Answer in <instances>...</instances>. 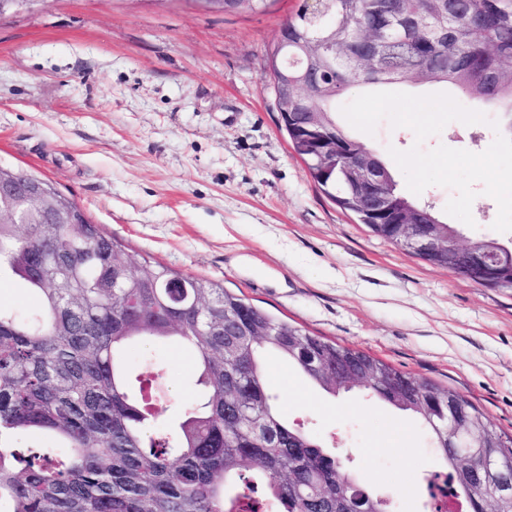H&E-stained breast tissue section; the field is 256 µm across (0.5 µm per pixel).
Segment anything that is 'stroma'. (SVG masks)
<instances>
[{
	"mask_svg": "<svg viewBox=\"0 0 512 512\" xmlns=\"http://www.w3.org/2000/svg\"><path fill=\"white\" fill-rule=\"evenodd\" d=\"M300 0L256 14L212 13L190 0H38L0 15V164L49 180L126 250L242 296L310 335L448 387L512 435V290L456 277L374 235L311 179L279 125L266 74L281 22ZM487 123L454 121L422 145L475 153ZM405 178L389 148L412 130L380 121L357 133ZM467 226L445 214L452 189L419 196L460 243L487 236L496 201L474 184ZM131 364L159 365L163 429L201 395L195 354L143 342ZM267 369L289 425L351 460L394 512H424L417 477L438 459L411 417L363 389L333 396L287 360Z\"/></svg>",
	"mask_w": 512,
	"mask_h": 512,
	"instance_id": "1",
	"label": "stroma"
}]
</instances>
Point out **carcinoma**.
<instances>
[{
	"label": "carcinoma",
	"mask_w": 512,
	"mask_h": 512,
	"mask_svg": "<svg viewBox=\"0 0 512 512\" xmlns=\"http://www.w3.org/2000/svg\"><path fill=\"white\" fill-rule=\"evenodd\" d=\"M461 8L442 16L434 0H324L314 14L301 7L283 26L288 43L274 47L283 57L294 89L288 107L313 108L335 124L336 138L355 150L364 145L336 125L335 101L351 89L403 83L412 75H431L429 84L452 86L478 106L498 107L512 116V0H494L491 23L477 34L473 15L487 0H457ZM389 25L388 43L376 68L347 56L304 54L316 38L341 47L358 40L373 20ZM348 159L336 157V172L323 181V193L342 210L356 213L347 181ZM397 209L415 208L432 224L440 218L430 205H420L389 186ZM84 224L36 223L35 210L16 224H0V275L17 279L35 295L37 305L26 314L0 306V512H237L242 499L261 486L268 494V512H353L358 498L369 512H391L386 499L360 485L346 462L328 453L312 435L281 421L261 361L273 350L336 396L353 385L339 376L331 383L312 374L282 343V336L300 341L336 358L379 365L387 375L415 392L396 395L379 381L361 387L374 398L419 419L433 434L447 471L434 472L433 484L445 478L462 494L465 512H481L496 493L479 479H462L463 464L448 453V440L438 431L445 399L460 398L464 413L483 420V413L455 391L400 371L358 349L311 336L206 279L152 265L138 253L129 255L144 268L112 287V254L118 243L99 224L81 214ZM51 245L55 261L46 264L47 280L31 266L40 245ZM172 279L187 288H167ZM247 313L281 331L279 336H248L233 357L247 362L242 385L251 392L250 415L262 422L258 435L248 436L225 421L224 404L236 395L226 385L224 314ZM150 337L177 338L194 350L205 395L184 404L177 425L159 440L146 430L155 407L144 396L150 376L117 363L114 352ZM38 432L56 443L28 456L15 439ZM512 461V437L501 432L483 448Z\"/></svg>",
	"instance_id": "1"
}]
</instances>
